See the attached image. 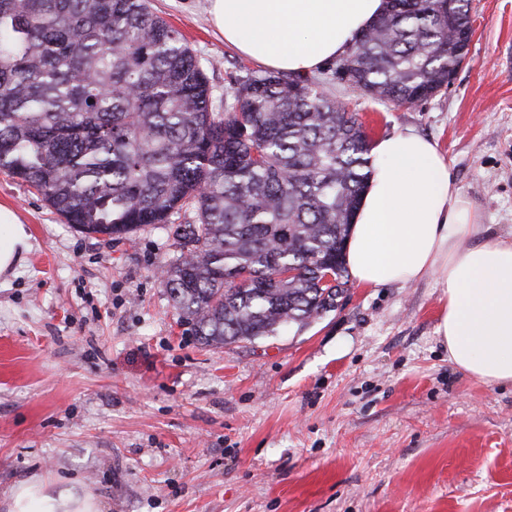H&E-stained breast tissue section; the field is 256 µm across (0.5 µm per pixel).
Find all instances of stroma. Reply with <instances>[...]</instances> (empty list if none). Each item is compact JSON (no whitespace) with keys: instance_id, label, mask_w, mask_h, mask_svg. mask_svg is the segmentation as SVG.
<instances>
[{"instance_id":"obj_1","label":"stroma","mask_w":512,"mask_h":512,"mask_svg":"<svg viewBox=\"0 0 512 512\" xmlns=\"http://www.w3.org/2000/svg\"><path fill=\"white\" fill-rule=\"evenodd\" d=\"M200 62L213 111L258 63L224 43L208 0H151ZM448 89L413 107L333 82L370 140L437 142L494 233L512 235V0H471ZM0 206L32 248L0 285V499L40 476L101 512H512V388L479 382L438 342L433 280L350 283L301 330L201 345L161 278L168 225L129 240L66 224L0 172Z\"/></svg>"}]
</instances>
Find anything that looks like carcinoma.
I'll list each match as a JSON object with an SVG mask.
<instances>
[{"label":"carcinoma","mask_w":512,"mask_h":512,"mask_svg":"<svg viewBox=\"0 0 512 512\" xmlns=\"http://www.w3.org/2000/svg\"><path fill=\"white\" fill-rule=\"evenodd\" d=\"M468 14L469 0H386L322 73L414 106L448 87ZM321 84L232 76L215 112L151 0H0V170L114 240L194 201L161 269L180 322L213 348L302 330L347 290L343 246L372 162L362 124ZM326 270L337 285H321Z\"/></svg>","instance_id":"obj_1"}]
</instances>
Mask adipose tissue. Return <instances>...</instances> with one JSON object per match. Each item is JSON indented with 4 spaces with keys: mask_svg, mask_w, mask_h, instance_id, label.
I'll return each mask as SVG.
<instances>
[{
    "mask_svg": "<svg viewBox=\"0 0 512 512\" xmlns=\"http://www.w3.org/2000/svg\"><path fill=\"white\" fill-rule=\"evenodd\" d=\"M225 43L271 71L306 75L343 56L385 0H208ZM374 164L350 227L345 263L360 285L409 286L433 279L436 325L448 359L469 376L512 383V238L493 233L461 193L447 158L414 129L378 139ZM31 236L0 210V275L14 271ZM6 512H99L33 476L16 483Z\"/></svg>",
    "mask_w": 512,
    "mask_h": 512,
    "instance_id": "obj_1",
    "label": "adipose tissue"
}]
</instances>
